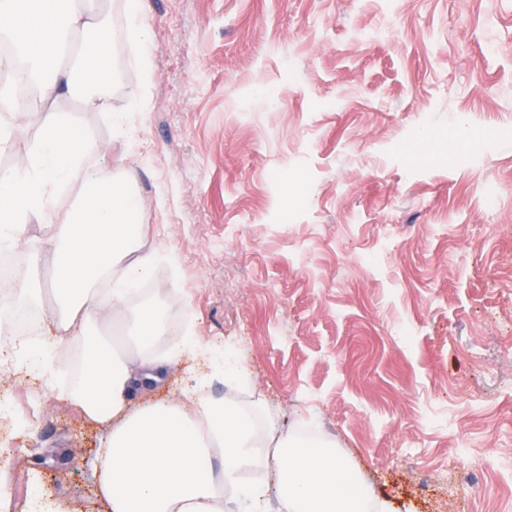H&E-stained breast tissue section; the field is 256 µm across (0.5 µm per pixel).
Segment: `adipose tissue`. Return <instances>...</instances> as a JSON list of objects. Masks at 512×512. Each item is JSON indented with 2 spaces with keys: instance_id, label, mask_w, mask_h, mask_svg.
I'll list each match as a JSON object with an SVG mask.
<instances>
[{
  "instance_id": "obj_1",
  "label": "adipose tissue",
  "mask_w": 512,
  "mask_h": 512,
  "mask_svg": "<svg viewBox=\"0 0 512 512\" xmlns=\"http://www.w3.org/2000/svg\"><path fill=\"white\" fill-rule=\"evenodd\" d=\"M95 0H0V32L47 69L44 100L64 93L108 111L103 63L97 54L115 38L111 22L94 14ZM41 128L28 166L0 175V244L14 245L27 224L47 222L57 244L49 290L57 341L83 342V367L69 395L84 416L104 427L95 464L98 491L110 512H363L366 496L350 493L355 477L329 443L279 440L275 489L243 484L239 474L253 446L252 418L212 401L197 382L175 404L132 408L133 391L164 382L184 354L205 357L200 339L173 338L163 318L139 309L134 350L95 330L97 318L124 308L146 277L149 256L132 215L144 209L133 174L104 179L81 164L83 143L68 116L38 112ZM80 185L75 207L62 206L61 184ZM169 349L161 356L151 349ZM232 497H225V489Z\"/></svg>"
}]
</instances>
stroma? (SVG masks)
Returning <instances> with one entry per match:
<instances>
[{
  "label": "stroma",
  "mask_w": 512,
  "mask_h": 512,
  "mask_svg": "<svg viewBox=\"0 0 512 512\" xmlns=\"http://www.w3.org/2000/svg\"><path fill=\"white\" fill-rule=\"evenodd\" d=\"M148 6L146 46L108 50L110 111L52 109L87 168L137 167L154 295L235 358L207 383L253 415L241 482H277L273 415L334 442L376 510L512 512V472L460 466L512 457V0ZM0 125L23 129L0 143V173L20 171L40 128ZM10 252L54 263L41 224ZM200 367L133 406L176 402ZM101 435L58 379L0 365L12 512H105Z\"/></svg>",
  "instance_id": "stroma-1"
}]
</instances>
